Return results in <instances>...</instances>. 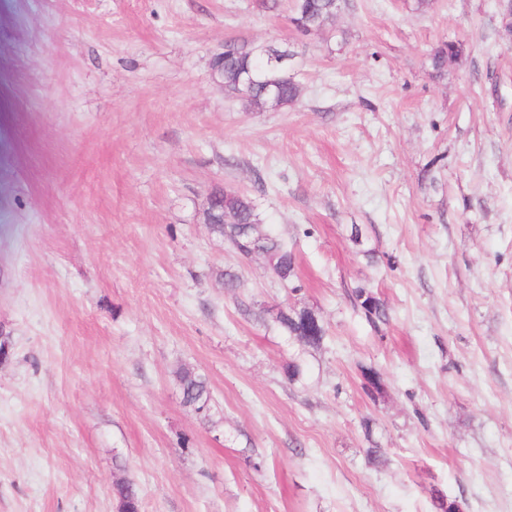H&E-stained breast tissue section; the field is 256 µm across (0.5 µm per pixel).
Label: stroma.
<instances>
[{
    "label": "stroma",
    "instance_id": "stroma-1",
    "mask_svg": "<svg viewBox=\"0 0 512 512\" xmlns=\"http://www.w3.org/2000/svg\"><path fill=\"white\" fill-rule=\"evenodd\" d=\"M292 16L0 0V512H117L126 479L142 512H512L498 0H342L311 35ZM230 39L288 50L298 99L256 112L225 93L211 70ZM217 187L287 241L289 283L212 232ZM303 308L320 347L277 320ZM356 299L360 302V306L364 310L366 317L371 321V323L377 327L378 323H386L388 319V314L383 304L379 299L372 296L371 292L367 291L364 288H358L355 291ZM371 301L372 305L368 306L367 303ZM184 402L196 412H206L211 402V393L206 380L190 369H183L178 375Z\"/></svg>",
    "mask_w": 512,
    "mask_h": 512
}]
</instances>
